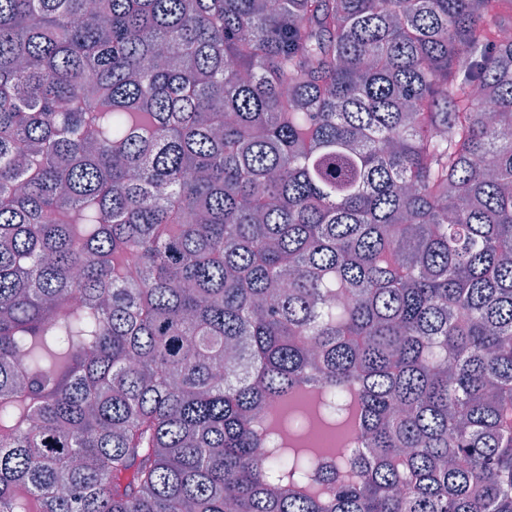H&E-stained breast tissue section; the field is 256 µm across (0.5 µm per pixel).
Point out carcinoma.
Listing matches in <instances>:
<instances>
[{
    "instance_id": "1",
    "label": "carcinoma",
    "mask_w": 512,
    "mask_h": 512,
    "mask_svg": "<svg viewBox=\"0 0 512 512\" xmlns=\"http://www.w3.org/2000/svg\"><path fill=\"white\" fill-rule=\"evenodd\" d=\"M508 27L0 0V512H512Z\"/></svg>"
}]
</instances>
